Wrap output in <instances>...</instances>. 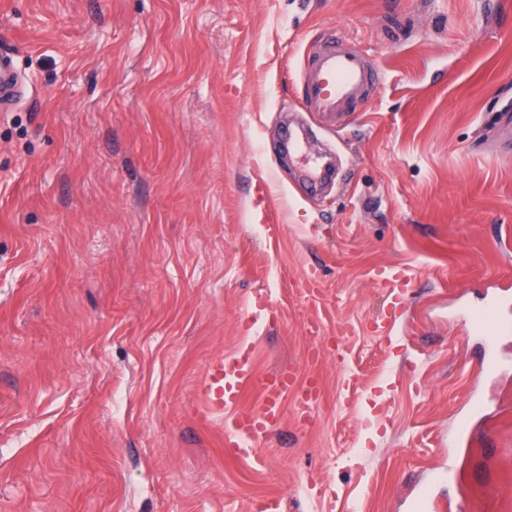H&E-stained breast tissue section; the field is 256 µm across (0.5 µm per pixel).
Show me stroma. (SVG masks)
I'll return each instance as SVG.
<instances>
[{"label": "stroma", "instance_id": "35a3bbf8", "mask_svg": "<svg viewBox=\"0 0 512 512\" xmlns=\"http://www.w3.org/2000/svg\"><path fill=\"white\" fill-rule=\"evenodd\" d=\"M332 36L383 73L338 126L300 94ZM2 49L0 512H512V335L488 372L465 323L512 286V0H0ZM244 347L242 409L281 367L323 397L228 460L202 387ZM20 89L19 77L12 57L0 51V103L14 97Z\"/></svg>", "mask_w": 512, "mask_h": 512}]
</instances>
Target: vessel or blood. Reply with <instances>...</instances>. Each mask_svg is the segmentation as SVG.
Wrapping results in <instances>:
<instances>
[{
	"instance_id": "vessel-or-blood-1",
	"label": "vessel or blood",
	"mask_w": 512,
	"mask_h": 512,
	"mask_svg": "<svg viewBox=\"0 0 512 512\" xmlns=\"http://www.w3.org/2000/svg\"><path fill=\"white\" fill-rule=\"evenodd\" d=\"M381 79L379 69L360 50L332 39L310 47L302 72L303 94L312 111L333 119L347 112L359 98L368 96ZM19 89L13 59L0 51V103L14 97ZM484 312L494 320V329L485 343L493 351L500 337L512 332V311L492 303ZM254 378L252 353L242 349L212 366L204 384L208 414L228 416L224 425L226 457H255L261 442L283 421L284 396L294 395L296 415L302 421L310 419L320 400L319 392L299 385L297 372L288 368L265 379V397L258 410H241L242 391Z\"/></svg>"
}]
</instances>
